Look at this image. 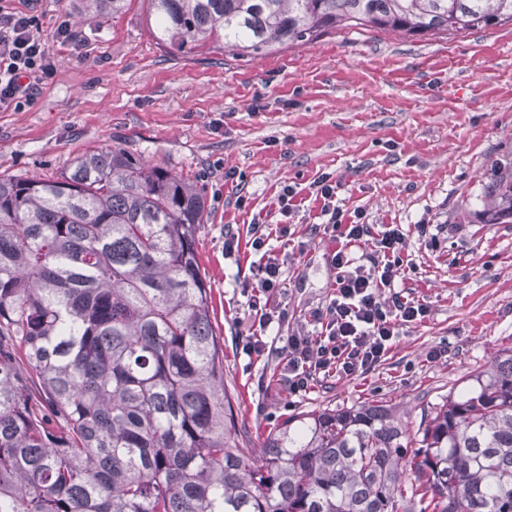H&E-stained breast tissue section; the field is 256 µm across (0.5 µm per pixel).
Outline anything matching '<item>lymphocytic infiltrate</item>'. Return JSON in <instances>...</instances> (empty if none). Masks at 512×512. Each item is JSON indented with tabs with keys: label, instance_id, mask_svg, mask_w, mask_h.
<instances>
[{
	"label": "lymphocytic infiltrate",
	"instance_id": "f902f5d3",
	"mask_svg": "<svg viewBox=\"0 0 512 512\" xmlns=\"http://www.w3.org/2000/svg\"><path fill=\"white\" fill-rule=\"evenodd\" d=\"M38 29L36 14L0 0V108L21 109L37 98L51 68L49 48ZM311 188L322 201L323 232L337 244L330 256L335 291L324 307L313 311L309 326L297 328L276 350L284 362L283 383L292 394L323 378L369 371L392 349L404 325L428 313L425 304L395 291L405 275L406 240L401 225L378 228L366 222L363 211L346 213L336 203L337 184L330 175L318 177ZM249 233L251 248L260 254L249 268L253 293L248 301L258 324L240 330L238 336L246 354L260 356L267 349L265 332L286 317L285 308L274 298L285 284L291 253L267 247L271 236L288 237L287 225L256 222ZM363 246L369 253L362 265L353 253Z\"/></svg>",
	"mask_w": 512,
	"mask_h": 512
}]
</instances>
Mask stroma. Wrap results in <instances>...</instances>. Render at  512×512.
Returning a JSON list of instances; mask_svg holds the SVG:
<instances>
[{"mask_svg": "<svg viewBox=\"0 0 512 512\" xmlns=\"http://www.w3.org/2000/svg\"><path fill=\"white\" fill-rule=\"evenodd\" d=\"M12 5L38 15L52 72L33 106L0 111V175L48 180L82 152L121 146L203 188L201 271L224 346V388L250 447L288 418L325 408L383 405L417 430L512 349V223L473 217L486 168L512 148L511 24L424 37L348 27L259 58L182 56L156 43L143 0L108 21L85 19L80 0ZM65 20L79 46L54 41ZM325 172L343 209L402 225L416 270L396 289L430 314L403 326L371 372L293 395L275 357L238 346L252 256L225 257L224 233L278 222L280 187H298L291 229L303 249L285 272L288 320L267 339L288 335L333 292L336 244L309 231L321 210L309 185ZM418 224L435 242L419 240ZM436 347L445 354L430 359Z\"/></svg>", "mask_w": 512, "mask_h": 512, "instance_id": "1", "label": "stroma"}]
</instances>
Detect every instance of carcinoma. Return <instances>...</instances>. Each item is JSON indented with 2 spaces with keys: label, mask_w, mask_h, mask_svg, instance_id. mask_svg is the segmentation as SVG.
Listing matches in <instances>:
<instances>
[{
  "label": "carcinoma",
  "mask_w": 512,
  "mask_h": 512,
  "mask_svg": "<svg viewBox=\"0 0 512 512\" xmlns=\"http://www.w3.org/2000/svg\"><path fill=\"white\" fill-rule=\"evenodd\" d=\"M129 0H82L90 20ZM168 52L257 56L340 27L512 23V0H148ZM512 223V150L483 173ZM203 190L115 146L49 180L0 176V512H512V351L424 419L286 420L260 448L224 389L197 233Z\"/></svg>",
  "instance_id": "1"
}]
</instances>
